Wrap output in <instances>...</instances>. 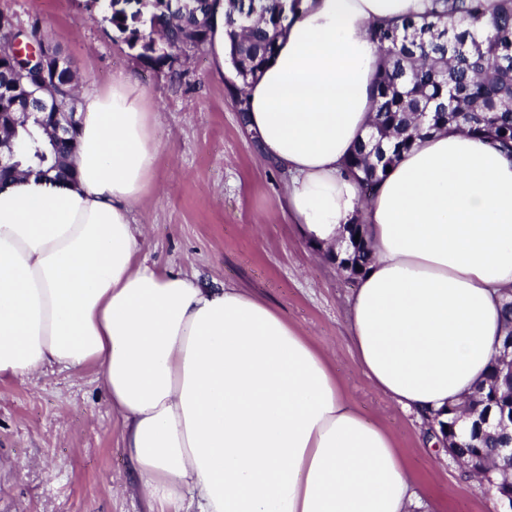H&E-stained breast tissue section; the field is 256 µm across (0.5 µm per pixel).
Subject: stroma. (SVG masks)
Returning <instances> with one entry per match:
<instances>
[{"label":"stroma","mask_w":512,"mask_h":512,"mask_svg":"<svg viewBox=\"0 0 512 512\" xmlns=\"http://www.w3.org/2000/svg\"><path fill=\"white\" fill-rule=\"evenodd\" d=\"M0 13L25 29L39 23L83 84L104 88L130 72L150 95L165 147L157 187L132 218L151 262L248 290L325 350L413 472L414 512H502L446 449L425 447L424 425L362 376L348 330L357 282L290 223L281 177L240 123L233 75L218 73L202 51L148 67L103 22L101 0H0ZM132 482L96 367L0 382V512H147Z\"/></svg>","instance_id":"1"}]
</instances>
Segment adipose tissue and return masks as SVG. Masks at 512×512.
<instances>
[{
  "mask_svg": "<svg viewBox=\"0 0 512 512\" xmlns=\"http://www.w3.org/2000/svg\"><path fill=\"white\" fill-rule=\"evenodd\" d=\"M431 6L302 0L245 97L292 223L336 246L357 221L372 246L350 305L362 374L444 422L505 336L512 154L453 127L416 139L368 198L341 172L373 116L371 27ZM80 98L75 180L0 181V382L98 367L148 512H411L410 469L323 350L236 285L142 257L132 211L163 143L133 75Z\"/></svg>",
  "mask_w": 512,
  "mask_h": 512,
  "instance_id": "adipose-tissue-1",
  "label": "adipose tissue"
}]
</instances>
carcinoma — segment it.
<instances>
[{"label": "carcinoma", "instance_id": "1", "mask_svg": "<svg viewBox=\"0 0 512 512\" xmlns=\"http://www.w3.org/2000/svg\"><path fill=\"white\" fill-rule=\"evenodd\" d=\"M103 16L137 57L163 66L195 37L201 49L207 30L194 32L195 21L177 17L164 0H109ZM265 14L258 21L238 13L236 5L224 0V29L231 42L233 64L242 86L231 84L240 111L244 86L269 62L286 19L280 16L279 0H264ZM150 28L151 35L144 33ZM372 40L382 53L375 92L376 113L367 142L360 144L345 160L342 172L357 175L362 197L370 195L379 175L410 149L417 137L451 125H463L504 152H512V0H500L497 11L488 16L483 0H433L431 19L407 21L403 26L379 25L371 28ZM46 70L57 74V84L48 93L65 98L66 111L74 94L75 71L59 50L47 45ZM40 82L28 80L0 95V142L9 146L17 136L18 115L28 109L30 98L44 97ZM40 132L25 131L19 142L16 166L27 163L45 175L70 173L68 159L76 148V127L68 136L56 135L52 121L39 125ZM360 225L349 227V244L344 259L352 268L366 267L371 247L364 238H355ZM512 361L502 355L491 362L486 381L474 390L472 409L478 412L467 437L451 444L456 458L487 474L485 467L494 449L512 437L482 426L488 414L512 417V385L507 384Z\"/></svg>", "mask_w": 512, "mask_h": 512}]
</instances>
